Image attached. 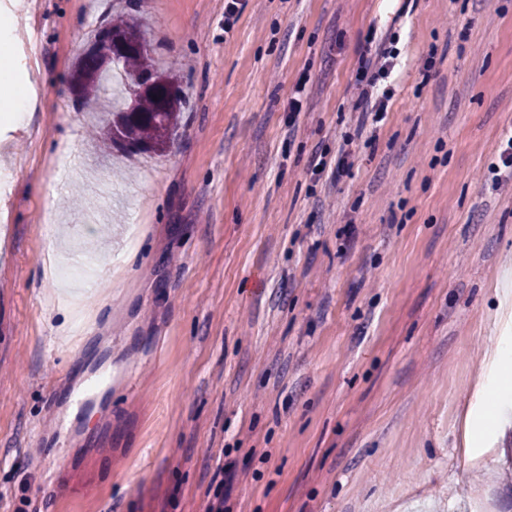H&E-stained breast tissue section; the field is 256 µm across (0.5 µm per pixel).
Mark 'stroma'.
I'll use <instances>...</instances> for the list:
<instances>
[{
  "instance_id": "obj_1",
  "label": "stroma",
  "mask_w": 512,
  "mask_h": 512,
  "mask_svg": "<svg viewBox=\"0 0 512 512\" xmlns=\"http://www.w3.org/2000/svg\"><path fill=\"white\" fill-rule=\"evenodd\" d=\"M238 8L228 31L224 0H0L33 103L0 112V512H206L222 466L224 512H512V421L460 431L512 293V0ZM107 17L188 95L164 154L70 104ZM372 28L398 52L377 125ZM51 226L98 295L55 272ZM89 461L96 497L58 495ZM388 35L377 38L376 30L370 29L365 40L364 52L359 60L355 75L357 86H365L362 91L364 104L370 110L361 112L363 122L371 118L372 123L381 122L388 112L390 96L384 90L380 92V82L392 73L396 63V54L387 46ZM374 94V100L371 98Z\"/></svg>"
}]
</instances>
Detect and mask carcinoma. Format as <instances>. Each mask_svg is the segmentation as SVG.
Wrapping results in <instances>:
<instances>
[{"label": "carcinoma", "instance_id": "cac0c4a2", "mask_svg": "<svg viewBox=\"0 0 512 512\" xmlns=\"http://www.w3.org/2000/svg\"><path fill=\"white\" fill-rule=\"evenodd\" d=\"M122 71L123 90L137 88L131 112L111 111L112 120L96 130V136L130 153L142 150L162 152L187 105L181 88L172 92L161 82L170 76L154 71L151 48L134 22L100 24L93 39L78 55L70 77L72 105L78 112L97 104L107 90L103 82L105 65Z\"/></svg>", "mask_w": 512, "mask_h": 512}]
</instances>
